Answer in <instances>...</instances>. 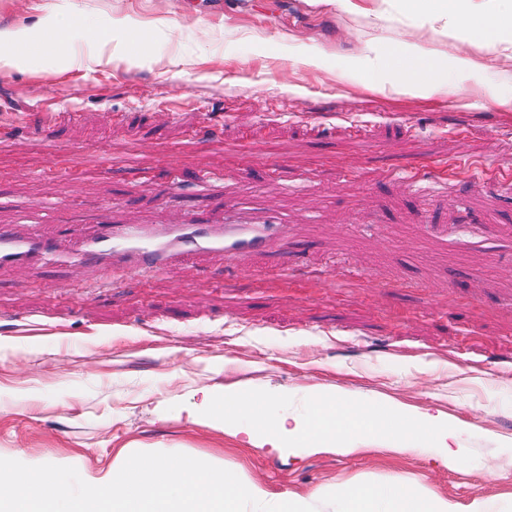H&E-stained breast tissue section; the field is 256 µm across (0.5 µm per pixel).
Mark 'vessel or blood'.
<instances>
[{
    "mask_svg": "<svg viewBox=\"0 0 512 512\" xmlns=\"http://www.w3.org/2000/svg\"><path fill=\"white\" fill-rule=\"evenodd\" d=\"M223 223L204 224L187 218L157 228L151 224H126L104 208L96 221L101 229L96 237L71 252L32 235L17 239L0 231V267L52 259L83 262L94 259L115 266L157 271L181 262L193 254L220 252L225 260L239 263L276 252L288 253V227L279 217L248 216L227 205Z\"/></svg>",
    "mask_w": 512,
    "mask_h": 512,
    "instance_id": "vessel-or-blood-1",
    "label": "vessel or blood"
}]
</instances>
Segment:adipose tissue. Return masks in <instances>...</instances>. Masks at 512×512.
Wrapping results in <instances>:
<instances>
[{
    "label": "adipose tissue",
    "instance_id": "adipose-tissue-1",
    "mask_svg": "<svg viewBox=\"0 0 512 512\" xmlns=\"http://www.w3.org/2000/svg\"><path fill=\"white\" fill-rule=\"evenodd\" d=\"M409 14L424 16L433 29L463 31L476 42L503 47L512 61V9L502 11L473 4L460 6L459 0H403ZM366 88H393L410 93L438 91L449 70L477 71L479 64L468 57L454 61L439 58L409 44L375 43L368 45L363 57Z\"/></svg>",
    "mask_w": 512,
    "mask_h": 512
}]
</instances>
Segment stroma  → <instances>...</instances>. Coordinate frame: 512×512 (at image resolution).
Listing matches in <instances>:
<instances>
[{
	"label": "stroma",
	"instance_id": "stroma-1",
	"mask_svg": "<svg viewBox=\"0 0 512 512\" xmlns=\"http://www.w3.org/2000/svg\"><path fill=\"white\" fill-rule=\"evenodd\" d=\"M79 52L0 70V229L61 244L115 206L130 224L288 222L287 260L203 255L148 274L66 262L0 269V451L80 476L120 450L217 461L318 506L402 483L470 512H512V66L413 97L363 89L365 43L492 57L398 0H50ZM385 22L375 23L374 13ZM133 51L86 68L89 27ZM320 66L297 63L298 52ZM332 394L459 427L441 449L360 437L273 448L193 422L207 395Z\"/></svg>",
	"mask_w": 512,
	"mask_h": 512
}]
</instances>
